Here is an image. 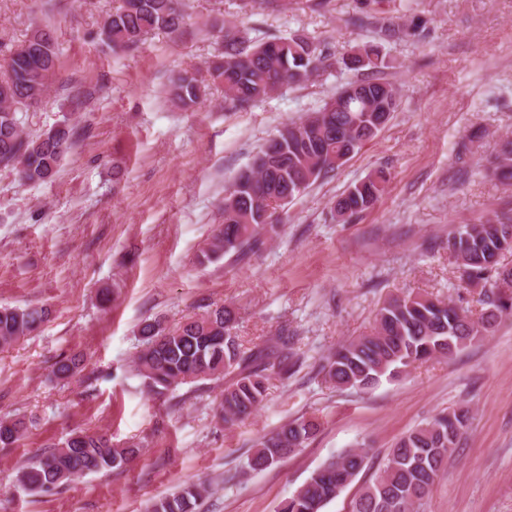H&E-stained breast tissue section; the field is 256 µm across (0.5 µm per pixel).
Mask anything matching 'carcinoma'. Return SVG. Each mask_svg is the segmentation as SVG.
<instances>
[{
  "instance_id": "1",
  "label": "carcinoma",
  "mask_w": 512,
  "mask_h": 512,
  "mask_svg": "<svg viewBox=\"0 0 512 512\" xmlns=\"http://www.w3.org/2000/svg\"><path fill=\"white\" fill-rule=\"evenodd\" d=\"M185 25L180 0H122L103 22L102 35L114 52L139 45L152 31L175 38ZM216 60L205 68L184 70L172 81L170 101L189 109L206 92L207 79L224 85V109L243 112L271 93L299 85L337 65L360 74L300 122L285 124L254 156L258 167L247 166L230 183L246 197L245 209L224 197V221L217 225L202 251L200 262L226 257L241 259L264 245L265 211L285 209L318 179L335 171L381 129L378 113L393 114L399 107L398 89L381 77L388 68L382 44L367 42L337 56L305 35L254 41L235 26L225 25ZM59 69V48L52 30L34 29L11 55L9 70L0 78V165L12 166L26 183H44L56 174L78 135L68 121L36 136L24 134L19 114L41 100ZM488 171L502 185L512 187V152L494 151ZM389 172L378 168L351 185L335 202L333 212L346 220L372 206L381 197ZM512 252V217L480 224H464L448 236V253L470 285L486 283L484 309L475 318L453 302L424 295L391 296L375 315L373 330L340 345L321 366L324 383L334 389L367 391L382 378H395L433 359L450 358L490 335L505 315L512 314V270L501 271L500 259ZM43 306L0 307V348H8L48 317ZM239 311L232 303L217 306L175 328L147 320L140 329L135 370L148 392L162 395L180 385L224 382L219 407L224 425L247 420L266 397L267 384L276 376L288 378L298 361L292 337L281 332L273 340L246 349L236 332ZM78 355H60L53 374L66 380L81 370ZM467 410L439 415L402 437L390 450L378 477L361 488L352 512H411L431 494L436 478L467 434ZM316 417L290 420L255 443L247 467L266 469L296 452L314 437ZM27 430L22 418L0 419V447L11 448ZM139 441L115 444L105 434L72 433L61 445L31 458L17 474V482L35 495L52 494L90 472L119 470L135 459ZM364 449L346 450L315 470L278 512H323V508L365 466ZM206 489L186 482L177 491L155 500L148 512H197Z\"/></svg>"
}]
</instances>
